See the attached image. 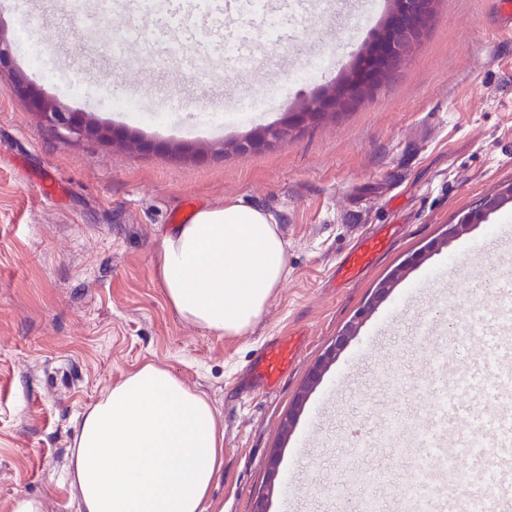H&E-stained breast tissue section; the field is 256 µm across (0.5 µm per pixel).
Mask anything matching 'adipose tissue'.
I'll return each instance as SVG.
<instances>
[{
    "mask_svg": "<svg viewBox=\"0 0 512 512\" xmlns=\"http://www.w3.org/2000/svg\"><path fill=\"white\" fill-rule=\"evenodd\" d=\"M159 282L169 308L209 333L240 336L287 273L270 213L239 203L197 210L164 233ZM69 484L78 512H205L224 464L211 402L147 363L74 421Z\"/></svg>",
    "mask_w": 512,
    "mask_h": 512,
    "instance_id": "obj_1",
    "label": "adipose tissue"
}]
</instances>
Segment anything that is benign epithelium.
I'll list each match as a JSON object with an SVG mask.
<instances>
[{"mask_svg": "<svg viewBox=\"0 0 512 512\" xmlns=\"http://www.w3.org/2000/svg\"><path fill=\"white\" fill-rule=\"evenodd\" d=\"M433 8L434 0H393L378 37L366 45L364 50L345 67L350 73L348 80L326 89L320 96L303 101L298 109L286 115L280 124L246 133L233 143L234 150L239 153H250L264 146L283 143L305 126L326 116L345 112L366 101L390 76L396 74L398 68L407 60L411 48L423 41L432 22ZM5 69L12 70L9 91L23 93L31 110L48 118L58 134L88 136L98 140L110 139L114 144L139 152H149L158 148V144L137 133L126 132L119 136L115 130L94 117L72 112L61 102L43 96L22 74L11 69L9 51L4 47V38L0 35V72ZM511 208L512 181H509L499 185L497 189L480 198L474 206L458 214L456 220L448 224L443 237L431 242L424 251L412 256L381 281L354 320L336 337L334 345L327 349L313 367L296 396L293 408L282 421L283 434L287 436L293 431L309 392L319 383L322 372L335 362L349 340L357 335L363 321L406 278L410 269L422 265L431 255L442 251L451 242L469 233L473 226L484 224L490 216ZM278 457L279 454L275 452L270 458L267 492L255 499L251 512H270L271 497L279 474Z\"/></svg>", "mask_w": 512, "mask_h": 512, "instance_id": "1", "label": "benign epithelium"}]
</instances>
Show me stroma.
<instances>
[{
	"mask_svg": "<svg viewBox=\"0 0 512 512\" xmlns=\"http://www.w3.org/2000/svg\"><path fill=\"white\" fill-rule=\"evenodd\" d=\"M67 0H12L0 6L15 66L67 108L119 131L186 146L178 158L141 153L87 137L58 136L0 74V512L19 495L44 512H76L66 473L73 421L108 388L150 362L202 392L224 423V465L207 512H251L266 490L268 460L279 449L284 481L271 512H351L321 487L352 472L408 476L411 449L376 447L351 454L357 422L395 411L411 423L430 401L419 382L432 348L407 334L369 350L394 313L405 323L453 299L449 319L474 320L491 307L480 282L512 272V250L489 247L503 215L453 241L413 269L364 320L309 395L289 437L281 421L310 370L370 299L377 284L439 238L446 224L502 182L512 181V34L496 0H439L426 40L373 99L339 118L254 153L221 154L225 141L279 121L336 79L363 40L353 0H324L293 41L254 23V64L244 73L201 77L145 68L112 53L113 25L85 26ZM44 46L30 57L23 33ZM111 88L104 101L97 87ZM197 131L188 129V122ZM234 201L278 220L288 274L254 327L219 336L178 319L158 279L170 212ZM391 225L385 252L352 282L336 268L357 239ZM480 257L474 273L448 275V261ZM424 296L404 309L414 289ZM300 337L295 360L273 393L247 394L241 381L271 337ZM352 385L338 381L350 366ZM398 375L389 396L381 377ZM321 416L315 458L300 449ZM312 494L292 501L293 484Z\"/></svg>",
	"mask_w": 512,
	"mask_h": 512,
	"instance_id": "stroma-1",
	"label": "stroma"
}]
</instances>
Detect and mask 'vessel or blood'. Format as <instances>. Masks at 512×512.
Here are the masks:
<instances>
[{
    "instance_id": "obj_1",
    "label": "vessel or blood",
    "mask_w": 512,
    "mask_h": 512,
    "mask_svg": "<svg viewBox=\"0 0 512 512\" xmlns=\"http://www.w3.org/2000/svg\"><path fill=\"white\" fill-rule=\"evenodd\" d=\"M139 22L124 25L113 34L117 54L129 55L138 47L143 59L158 62L153 40L158 31L170 39L182 36L184 17L193 12L191 0H132ZM253 57L244 44L224 51L225 69L238 71L251 66ZM388 245L387 236L361 238L337 268L341 282L354 280ZM416 347L433 346L435 358L431 377L447 379L450 363L461 353H470L467 385L491 390L494 405L481 417H473L468 406L447 396L435 397L425 418L403 429L397 413L384 414L379 427L356 439L354 452L365 455L368 448L407 438L418 452L408 479L393 485L388 474L371 471L357 484L324 487L331 499H352L355 512H381L383 494H390L396 512H512V338L485 341L482 326L460 328L434 319L422 318L410 329ZM297 349L295 339L276 336L253 359L244 379L247 391L277 389Z\"/></svg>"
}]
</instances>
